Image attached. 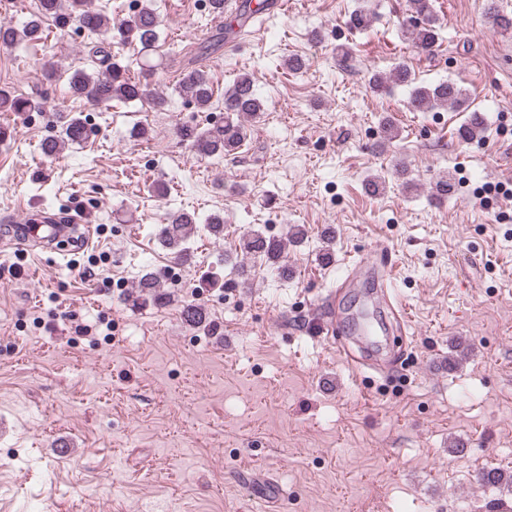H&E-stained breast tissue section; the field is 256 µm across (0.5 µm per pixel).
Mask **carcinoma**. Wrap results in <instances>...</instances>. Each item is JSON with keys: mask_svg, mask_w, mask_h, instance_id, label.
<instances>
[{"mask_svg": "<svg viewBox=\"0 0 512 512\" xmlns=\"http://www.w3.org/2000/svg\"><path fill=\"white\" fill-rule=\"evenodd\" d=\"M484 20L493 33L512 32V15L500 10L496 0H486ZM50 21L63 30L77 22L92 33H101L131 46L140 52L155 48L159 40V21L154 10L147 6L131 14L128 18L112 23L111 19L88 7V0H39L38 12L20 25L0 23V47L10 48L23 42H35L43 34L44 23ZM413 47L421 54H431L437 47L438 26L432 0H407V18ZM94 53L99 55L98 67L92 72L76 70L69 78L73 95L84 98L95 105L108 106L112 100L148 101L154 110H163L167 98L152 94L147 86L133 80L128 66L112 60V54L104 46L97 45ZM175 91L194 100L205 110L211 106L213 89L209 74L199 65L186 70L178 80ZM466 93L451 80H443L433 85L417 86L412 89L408 105L417 112L431 110L436 106L459 107L465 102ZM36 108V103L27 97L13 96L0 90L1 112H28ZM264 112L263 100L258 96L254 81L248 74L237 78L234 84L224 91V120L205 129L181 126L178 129L182 141L186 142L198 155L203 157H226L237 153L247 138L243 119L260 117ZM87 138L85 123L73 117L63 126L60 134L42 143L43 152L52 156L60 145L82 142ZM198 218L188 212L170 214L161 225L157 239L177 257L188 256L187 242L196 231ZM244 252L280 265L282 274L288 268L281 265L285 249L283 240L267 236L259 231H251L243 236ZM146 298L162 303L166 300L161 292V284L151 276L141 278L137 284Z\"/></svg>", "mask_w": 512, "mask_h": 512, "instance_id": "1", "label": "carcinoma"}]
</instances>
